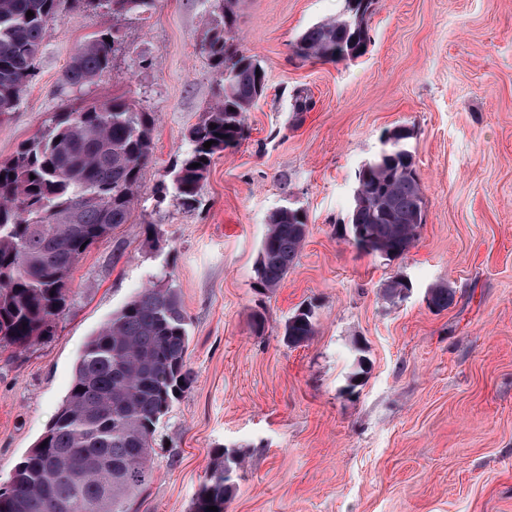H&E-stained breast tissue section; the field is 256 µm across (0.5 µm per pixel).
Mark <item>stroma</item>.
I'll use <instances>...</instances> for the list:
<instances>
[{
    "instance_id": "obj_1",
    "label": "stroma",
    "mask_w": 512,
    "mask_h": 512,
    "mask_svg": "<svg viewBox=\"0 0 512 512\" xmlns=\"http://www.w3.org/2000/svg\"><path fill=\"white\" fill-rule=\"evenodd\" d=\"M345 0H236L235 42L266 71L246 138L216 157L187 210L156 189L222 93L202 49L218 0H156L113 17L63 5L35 75L0 121V161L57 114L120 97L152 112V155L127 223L75 264L56 333L0 352V485L45 431L89 338L166 276L189 318L191 388L154 437V480L131 512H192L214 462L244 458L226 512H512V0H379L366 53L339 63L293 53ZM117 25L107 72L62 74L82 44ZM311 95L295 121L291 101ZM411 130L425 199L416 244L366 254L341 234L355 175L394 128ZM300 208L299 262L271 292L255 266L270 214ZM406 277L396 298L384 284ZM455 290L435 312L427 290ZM313 305L317 332L282 328ZM262 315L264 332L254 329ZM369 370L349 388L358 357ZM315 331L314 311L309 306H303L288 318L282 335L288 346L297 347L309 341Z\"/></svg>"
}]
</instances>
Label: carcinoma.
Here are the masks:
<instances>
[{"label": "carcinoma", "instance_id": "obj_1", "mask_svg": "<svg viewBox=\"0 0 512 512\" xmlns=\"http://www.w3.org/2000/svg\"><path fill=\"white\" fill-rule=\"evenodd\" d=\"M112 13H145L154 0H107ZM345 12L308 27L294 45L302 61H345L365 54L377 0H347ZM62 0H0V116L16 109L48 22ZM34 16H26L27 12ZM236 17L207 36L205 51L223 78L222 96L190 130L191 147L158 189L190 209L215 157L240 145L245 114L265 89L261 63L234 46ZM104 30L72 58L63 85L81 87L110 65ZM153 114L125 99L91 103L55 117L41 135L0 162V345L26 349L55 333L68 281L83 251L127 223L142 167L151 155ZM216 128H211V125ZM410 130L394 129L387 154L356 173L350 241L366 253H407L424 223L425 201ZM213 141L210 148L204 143ZM198 167L193 168L191 164ZM308 234L300 209L271 214L255 269L257 287L276 288L299 260ZM429 306L448 309L455 291L431 286ZM316 331L314 311L288 318L283 340L301 346ZM188 318L177 290L155 283L112 314L88 339L71 385L37 444L0 487V512H129L154 478L153 441L160 419L191 388ZM241 466L223 452L205 475L193 512H225Z\"/></svg>", "mask_w": 512, "mask_h": 512}]
</instances>
